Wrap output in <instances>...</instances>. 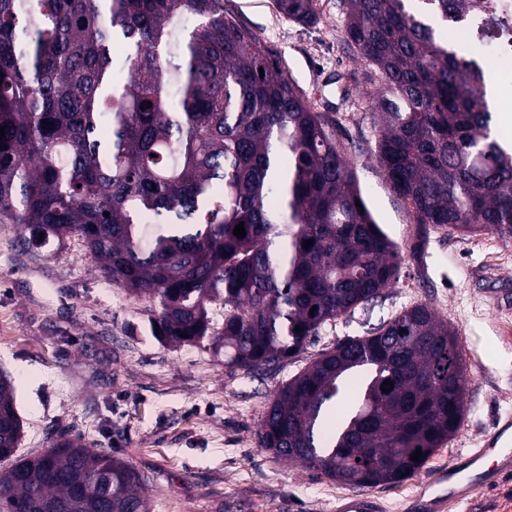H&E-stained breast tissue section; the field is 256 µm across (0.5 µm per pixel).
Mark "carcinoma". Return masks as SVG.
I'll use <instances>...</instances> for the list:
<instances>
[{
  "mask_svg": "<svg viewBox=\"0 0 512 512\" xmlns=\"http://www.w3.org/2000/svg\"><path fill=\"white\" fill-rule=\"evenodd\" d=\"M274 2L316 20L313 0ZM409 2L339 3L380 81L378 162L421 226L511 241L512 150L483 69L435 25L479 0ZM0 127V214L39 246L81 236L105 277L158 303L159 339H208L228 368L280 364L399 279L334 126L224 0H0ZM465 392L456 333L418 303L279 388L260 447L353 490L399 483L457 433ZM22 432L1 377L0 512H149L112 455L64 441L19 458Z\"/></svg>",
  "mask_w": 512,
  "mask_h": 512,
  "instance_id": "1",
  "label": "carcinoma"
}]
</instances>
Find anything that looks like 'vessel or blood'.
<instances>
[{"mask_svg": "<svg viewBox=\"0 0 512 512\" xmlns=\"http://www.w3.org/2000/svg\"><path fill=\"white\" fill-rule=\"evenodd\" d=\"M512 467V421L497 420L492 438L485 446L476 449L465 466H452L427 479V486L445 485L446 500L432 504L434 512H441L445 501L456 502L474 494L479 489L498 481Z\"/></svg>", "mask_w": 512, "mask_h": 512, "instance_id": "1", "label": "vessel or blood"}]
</instances>
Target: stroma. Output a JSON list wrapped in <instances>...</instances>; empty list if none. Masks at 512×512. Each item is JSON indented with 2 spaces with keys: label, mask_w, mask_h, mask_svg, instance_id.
<instances>
[{
  "label": "stroma",
  "mask_w": 512,
  "mask_h": 512,
  "mask_svg": "<svg viewBox=\"0 0 512 512\" xmlns=\"http://www.w3.org/2000/svg\"><path fill=\"white\" fill-rule=\"evenodd\" d=\"M339 0H316L304 25L274 0H224L315 111L336 124L366 204L399 246L419 230L374 153L376 87L343 31ZM420 258H406L381 297L325 325L273 368L229 369L210 343L152 336L156 305L106 279L79 236L29 247L27 230L0 217V376L23 422L19 453L65 440L108 452L139 473L150 512H345L351 489L259 445L271 394L322 352L367 335L403 307L427 304L452 326L466 365L463 428L420 473L364 490L367 512H421L424 478L483 447L495 419L512 417V240L427 226ZM446 512H512V470Z\"/></svg>",
  "instance_id": "35a3bbf8"
}]
</instances>
